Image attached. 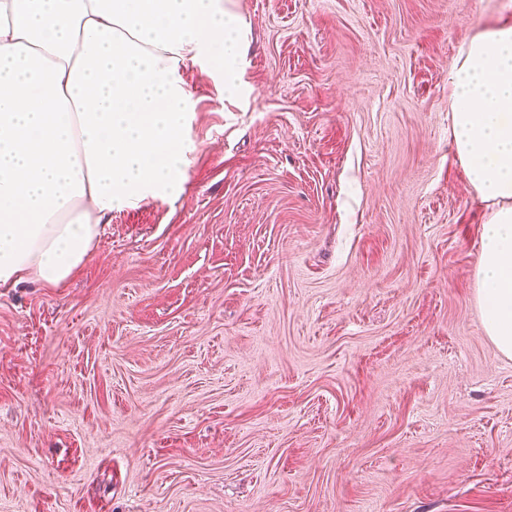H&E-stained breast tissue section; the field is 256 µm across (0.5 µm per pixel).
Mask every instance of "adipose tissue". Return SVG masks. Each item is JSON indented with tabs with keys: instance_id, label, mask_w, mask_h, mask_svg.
I'll return each instance as SVG.
<instances>
[{
	"instance_id": "ef3b65f1",
	"label": "adipose tissue",
	"mask_w": 512,
	"mask_h": 512,
	"mask_svg": "<svg viewBox=\"0 0 512 512\" xmlns=\"http://www.w3.org/2000/svg\"><path fill=\"white\" fill-rule=\"evenodd\" d=\"M225 0H0V288L57 286L113 212L175 197L205 66L240 94L249 44ZM451 142L490 211L475 297L512 358V24L476 35L449 83Z\"/></svg>"
}]
</instances>
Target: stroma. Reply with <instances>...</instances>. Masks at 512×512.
<instances>
[{"label": "stroma", "instance_id": "35a3bbf8", "mask_svg": "<svg viewBox=\"0 0 512 512\" xmlns=\"http://www.w3.org/2000/svg\"><path fill=\"white\" fill-rule=\"evenodd\" d=\"M180 194L0 289V512H512L449 79L512 0H231Z\"/></svg>", "mask_w": 512, "mask_h": 512}]
</instances>
